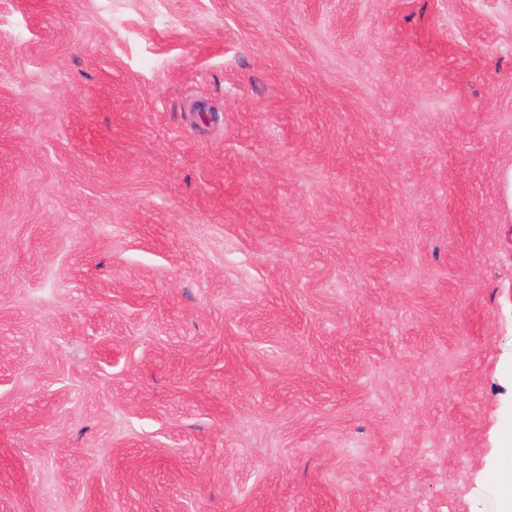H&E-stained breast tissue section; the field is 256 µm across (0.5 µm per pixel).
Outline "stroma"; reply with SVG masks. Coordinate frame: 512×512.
Wrapping results in <instances>:
<instances>
[{"label":"stroma","instance_id":"1","mask_svg":"<svg viewBox=\"0 0 512 512\" xmlns=\"http://www.w3.org/2000/svg\"><path fill=\"white\" fill-rule=\"evenodd\" d=\"M512 0H0V512H503Z\"/></svg>","mask_w":512,"mask_h":512}]
</instances>
